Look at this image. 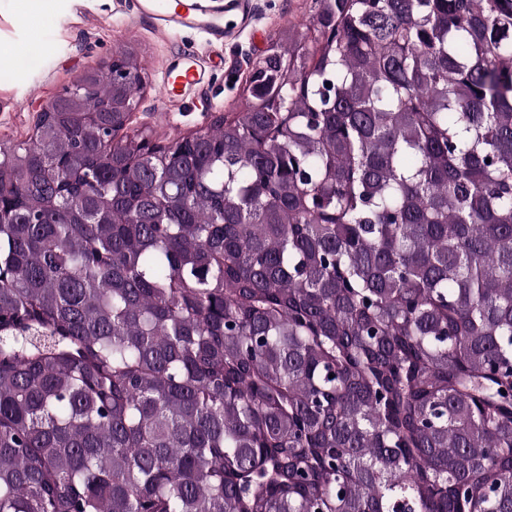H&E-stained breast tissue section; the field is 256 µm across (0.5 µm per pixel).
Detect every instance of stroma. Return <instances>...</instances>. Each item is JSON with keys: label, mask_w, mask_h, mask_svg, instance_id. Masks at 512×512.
<instances>
[{"label": "stroma", "mask_w": 512, "mask_h": 512, "mask_svg": "<svg viewBox=\"0 0 512 512\" xmlns=\"http://www.w3.org/2000/svg\"><path fill=\"white\" fill-rule=\"evenodd\" d=\"M30 18L19 19L15 0H0V142L26 144L42 104L71 87L84 73L105 69L122 52L134 53L145 81L143 102L129 133L146 128L159 145L232 117L245 101L249 64L266 55L279 32L306 33L315 0H248V18L225 13V36L214 41L200 29L159 34L136 15V0H27ZM38 50L40 64L21 61ZM201 69L202 84L168 105L161 88L171 67Z\"/></svg>", "instance_id": "35a3bbf8"}]
</instances>
